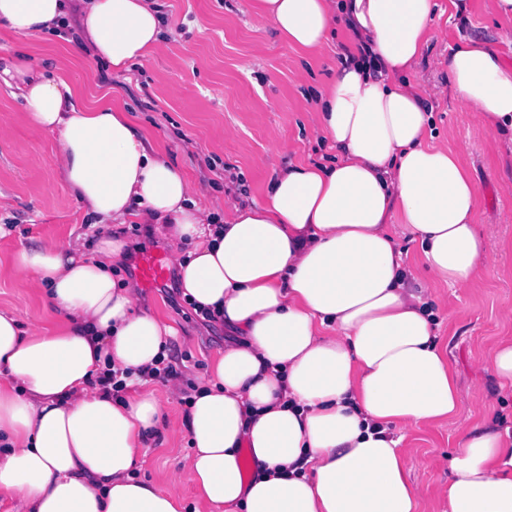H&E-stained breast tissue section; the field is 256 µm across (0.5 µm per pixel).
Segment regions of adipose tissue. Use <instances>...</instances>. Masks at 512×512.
<instances>
[{
	"mask_svg": "<svg viewBox=\"0 0 512 512\" xmlns=\"http://www.w3.org/2000/svg\"><path fill=\"white\" fill-rule=\"evenodd\" d=\"M297 52L337 29L347 50L315 108L336 158L288 168L260 205L203 207L190 180L102 96L88 105L24 52L0 68L26 118L59 145L66 186L95 224H163L188 302L238 332L188 399L191 453L171 487L136 476L166 423L152 391L113 396L97 379L166 357L172 329L112 273L122 238L91 252L22 246L16 272L57 322L30 330L0 311V499L10 512H181L186 481L217 512H417L394 427L452 418L459 395L434 313L391 227L451 287L487 265L476 187L458 155L429 143L430 91L416 75L435 0H252ZM78 34L76 55L128 70L161 49L154 0H0V27ZM448 79L486 125L512 133V63L481 36L448 52ZM444 512H512V432L463 426L446 459Z\"/></svg>",
	"mask_w": 512,
	"mask_h": 512,
	"instance_id": "adipose-tissue-1",
	"label": "adipose tissue"
}]
</instances>
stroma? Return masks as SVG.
<instances>
[{"mask_svg": "<svg viewBox=\"0 0 512 512\" xmlns=\"http://www.w3.org/2000/svg\"><path fill=\"white\" fill-rule=\"evenodd\" d=\"M157 3L166 17L165 42L130 70L115 72L90 58L75 59L67 42L37 35L0 39V57L24 46L38 66L79 87L83 100L107 93L125 103L207 207L264 203L274 171L333 158L312 115L318 91L345 50V35L305 61L253 13L250 0ZM437 3L442 15L420 76L435 92V140L460 155L478 193L476 221L491 236L487 270L468 285L451 287L426 271L419 241L402 225L392 227L410 274L430 290L435 333L461 397L456 418L395 431L421 492L419 512H442L438 489L448 481L443 460L456 448L462 424L486 418L512 428V393L500 390L486 368L489 351L512 339V322L501 315L512 306V142L489 132L480 112L460 101L442 64L449 47L466 35L482 36L512 61V47L499 38L508 23L494 14L493 0H472L465 17L454 15L448 0ZM24 110L22 100L0 84V311L35 329L49 312L15 272L19 242L69 241L88 249L99 234L60 178L56 138L34 129ZM138 304L172 327L169 347L177 379L191 389L223 352V326L202 323L170 280L139 288ZM147 387L163 395L169 428L141 449L138 474L164 486L191 451L180 426L186 406L182 397H166L165 383L151 381Z\"/></svg>", "mask_w": 512, "mask_h": 512, "instance_id": "stroma-1", "label": "stroma"}]
</instances>
